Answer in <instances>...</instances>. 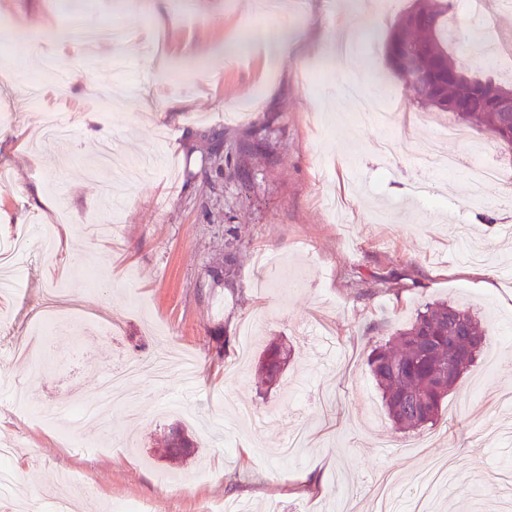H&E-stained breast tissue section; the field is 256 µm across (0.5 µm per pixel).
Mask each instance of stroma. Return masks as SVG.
Instances as JSON below:
<instances>
[{
    "instance_id": "35a3bbf8",
    "label": "stroma",
    "mask_w": 512,
    "mask_h": 512,
    "mask_svg": "<svg viewBox=\"0 0 512 512\" xmlns=\"http://www.w3.org/2000/svg\"><path fill=\"white\" fill-rule=\"evenodd\" d=\"M264 15L255 0H0V22L24 38L0 46V98L16 114L0 131V246L25 240L11 267L19 283L0 295V330L28 356L0 366V439L17 445L16 475L0 512H113L142 499L162 512H215L227 501L252 512H377L378 482L396 483L399 512H500L512 498V207L492 182L474 198L466 172H439L409 193L425 146L450 112L423 108L389 66L398 11L370 17L360 0H283ZM452 0L454 52L488 76L464 34L480 26L512 36V11ZM89 25L124 29L127 68L71 69ZM291 19L287 44L256 38ZM363 36V83L390 99L392 136L360 123L343 97L350 74L330 64L340 29ZM205 62L184 84L168 79L181 58ZM46 88L30 101L27 83ZM110 87L94 127L131 161L154 155L135 181L100 168L99 141L81 120L82 96ZM71 127L48 142L47 113ZM28 142L16 149L15 134ZM450 152L496 161L512 153L482 127H461ZM236 251V284L214 279ZM470 310L490 344L448 394L434 425L397 429L367 365L424 305ZM265 311L249 351L241 329ZM292 349L279 381L258 373L267 344ZM170 358L166 378L127 388L136 410L40 424L35 414L97 397L120 360ZM196 451L163 454L172 427ZM450 460L451 488L419 475ZM87 473L96 495L64 480Z\"/></svg>"
}]
</instances>
